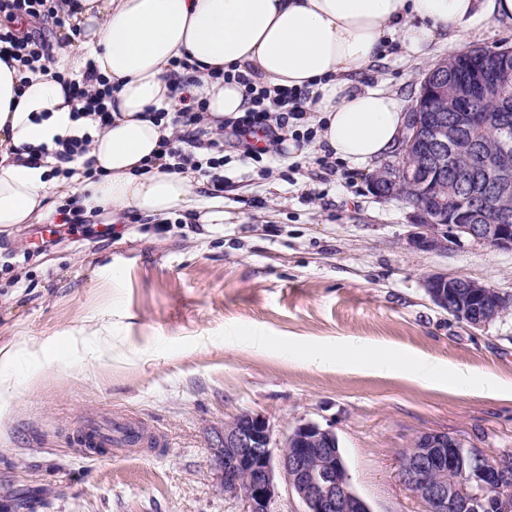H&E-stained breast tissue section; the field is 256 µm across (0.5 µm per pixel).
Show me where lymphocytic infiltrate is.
I'll use <instances>...</instances> for the list:
<instances>
[{
    "label": "lymphocytic infiltrate",
    "instance_id": "f902f5d3",
    "mask_svg": "<svg viewBox=\"0 0 512 512\" xmlns=\"http://www.w3.org/2000/svg\"><path fill=\"white\" fill-rule=\"evenodd\" d=\"M70 10L80 7L79 0H0V51H8L11 59L24 66L44 60L53 61L51 46L42 33L26 30V23L44 18H58L61 5ZM239 83L247 85L252 107L242 116L225 119L219 131L204 126V102L190 96L179 99L180 106L171 122L180 133L162 139L157 157L158 167L166 172L186 169L207 176L214 192L224 190V145L233 143L242 158L259 160L263 155L277 152L290 128H302L303 138H313L314 132L303 129L306 97L297 90L270 91L254 88L245 75ZM71 97L83 116L106 127L112 120L107 103L112 97L110 83L93 69H86L82 80L70 81Z\"/></svg>",
    "mask_w": 512,
    "mask_h": 512
}]
</instances>
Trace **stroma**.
<instances>
[{
  "label": "stroma",
  "mask_w": 512,
  "mask_h": 512,
  "mask_svg": "<svg viewBox=\"0 0 512 512\" xmlns=\"http://www.w3.org/2000/svg\"><path fill=\"white\" fill-rule=\"evenodd\" d=\"M447 55L395 46L361 82L408 112ZM307 147L259 163L227 152L220 224L127 221L102 238L104 215L58 227L44 251L42 225L0 233V375L13 379L0 394V489L35 498L31 512H245L209 449L244 411L266 415L277 442L303 420L335 431L372 512H425L399 470L419 433L512 450V311L473 329L423 287L448 271L512 298V251L407 248L412 209L375 195V165L325 170L318 143ZM100 321L107 335H91ZM339 345L328 365L306 360ZM388 354L429 358L442 375L426 385L371 368ZM457 368L494 376L499 392L458 384ZM118 413L158 445L122 457L75 446L85 422Z\"/></svg>",
  "instance_id": "stroma-1"
}]
</instances>
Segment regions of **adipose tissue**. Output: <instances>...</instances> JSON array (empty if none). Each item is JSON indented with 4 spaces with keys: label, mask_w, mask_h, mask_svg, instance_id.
Listing matches in <instances>:
<instances>
[{
    "label": "adipose tissue",
    "mask_w": 512,
    "mask_h": 512,
    "mask_svg": "<svg viewBox=\"0 0 512 512\" xmlns=\"http://www.w3.org/2000/svg\"><path fill=\"white\" fill-rule=\"evenodd\" d=\"M492 15L512 19V0H81L73 19L83 40L60 47L58 68L79 74L94 63L114 88L112 123L100 131L75 117L56 68L0 60V229L49 218L53 197L71 193L89 213L223 223V200L202 195L193 171L142 165L173 136L153 115L174 111L180 93L205 100L213 130L246 112L240 74L259 88L308 92L319 145L365 166L392 151L404 114L389 90L361 85V73L395 41L410 56L443 42L462 52ZM175 59L186 68H173ZM86 134L96 179L78 161L71 175H54L57 138Z\"/></svg>",
    "instance_id": "1"
}]
</instances>
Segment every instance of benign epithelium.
<instances>
[{"label":"benign epithelium","mask_w":512,"mask_h":512,"mask_svg":"<svg viewBox=\"0 0 512 512\" xmlns=\"http://www.w3.org/2000/svg\"><path fill=\"white\" fill-rule=\"evenodd\" d=\"M511 81L512 52L498 50L482 75L436 80L408 113L397 159L376 172L372 187L387 199H404L409 188H419V197L410 202L414 230L407 237L409 248L446 254L468 239L512 250V220L503 217L498 224H483L476 195L451 186L429 191L421 180V173L428 171L435 183H448V147L455 146L458 130L493 122L507 133L499 117L476 112L472 105L491 88ZM427 97L450 105L453 114L425 111ZM489 186L497 195L512 193L511 151L505 149L498 156ZM423 287L434 305L456 311L475 329L507 312L505 296L471 278L438 272L426 277ZM211 455L221 473L224 497L244 500L249 512H271L280 479L302 502L303 512H371L353 488L336 434L316 421L299 422L276 447L267 418L242 412L224 423ZM399 467L405 485L425 512H512V464L457 436L443 431L421 433L401 455Z\"/></svg>","instance_id":"benign-epithelium-1"}]
</instances>
